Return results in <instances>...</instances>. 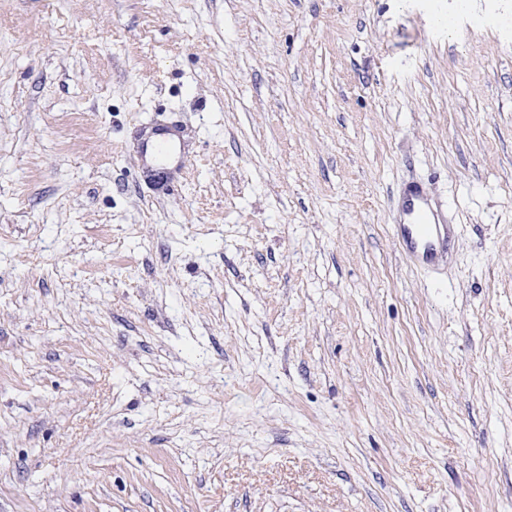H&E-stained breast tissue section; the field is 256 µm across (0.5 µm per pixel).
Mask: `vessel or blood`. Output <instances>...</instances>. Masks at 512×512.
Here are the masks:
<instances>
[{
    "label": "vessel or blood",
    "instance_id": "vessel-or-blood-1",
    "mask_svg": "<svg viewBox=\"0 0 512 512\" xmlns=\"http://www.w3.org/2000/svg\"><path fill=\"white\" fill-rule=\"evenodd\" d=\"M136 158L139 167L175 177L188 162L178 127L149 126L139 140ZM392 230L399 252L415 270L430 275L451 263L456 231L448 205L421 181L410 178L397 187Z\"/></svg>",
    "mask_w": 512,
    "mask_h": 512
}]
</instances>
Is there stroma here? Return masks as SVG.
Wrapping results in <instances>:
<instances>
[{"label":"stroma","mask_w":512,"mask_h":512,"mask_svg":"<svg viewBox=\"0 0 512 512\" xmlns=\"http://www.w3.org/2000/svg\"><path fill=\"white\" fill-rule=\"evenodd\" d=\"M0 512H512V0H0ZM137 164L148 171L173 178L187 164L188 155L179 129L173 124L154 123L141 136ZM392 211L394 242L407 263L427 275L448 268L456 238L448 204L409 178L396 188Z\"/></svg>","instance_id":"35a3bbf8"}]
</instances>
